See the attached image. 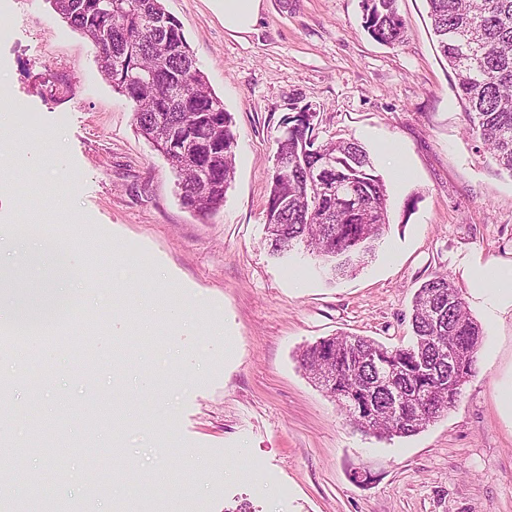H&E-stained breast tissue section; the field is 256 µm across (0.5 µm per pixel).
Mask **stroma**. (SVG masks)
Listing matches in <instances>:
<instances>
[{"label":"stroma","instance_id":"obj_1","mask_svg":"<svg viewBox=\"0 0 512 512\" xmlns=\"http://www.w3.org/2000/svg\"><path fill=\"white\" fill-rule=\"evenodd\" d=\"M163 6L237 134L234 179L206 218L182 205L93 44L49 0H0V85L13 96L0 109L13 130L0 138V226L40 214L86 273L67 316L35 332L52 357L32 358L37 376L0 404L11 458L48 481L11 512H512V414L499 402L512 308L469 281L512 265V175L467 132L426 0H398L394 45L365 31L360 0H263L247 34L225 30L213 0ZM305 106L319 139H356L388 188L390 223L348 277L304 245L268 244L276 141ZM438 274L482 328L479 370L420 433L363 435L297 357L340 334L409 344L414 295Z\"/></svg>","mask_w":512,"mask_h":512}]
</instances>
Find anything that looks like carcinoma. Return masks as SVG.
Wrapping results in <instances>:
<instances>
[{"instance_id":"carcinoma-1","label":"carcinoma","mask_w":512,"mask_h":512,"mask_svg":"<svg viewBox=\"0 0 512 512\" xmlns=\"http://www.w3.org/2000/svg\"><path fill=\"white\" fill-rule=\"evenodd\" d=\"M72 28L103 50L97 58L114 90L134 106L139 132L188 186L182 204L207 216L224 204L234 174L236 134L224 102L208 88L180 22L162 0H49ZM440 52L454 71L468 133L512 175V0H427ZM364 29L377 41L404 40L397 0H360ZM314 112H294L278 140L265 217L272 251L303 242L344 276L365 264L390 224L389 194L369 152L353 139L320 141ZM183 136L175 154L164 131ZM334 158L323 179L310 170ZM24 325L57 321L66 301L21 306ZM412 343L390 349L364 336L306 346L300 364L361 433L380 440L424 430L454 406L477 373L483 332L448 275L425 281L413 303Z\"/></svg>"}]
</instances>
